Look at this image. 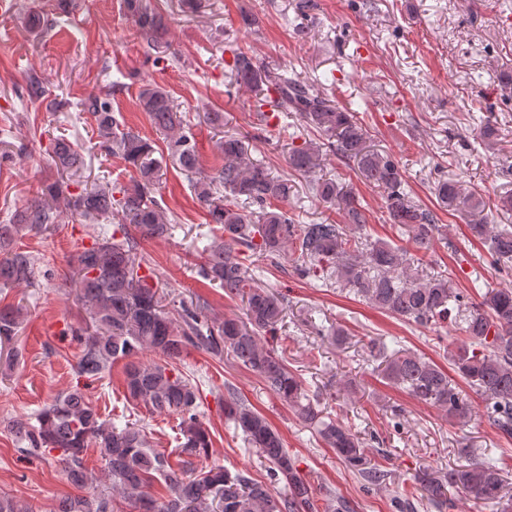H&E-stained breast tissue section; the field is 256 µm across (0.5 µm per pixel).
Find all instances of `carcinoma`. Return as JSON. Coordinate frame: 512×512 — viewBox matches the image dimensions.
I'll use <instances>...</instances> for the list:
<instances>
[{"label": "carcinoma", "mask_w": 512, "mask_h": 512, "mask_svg": "<svg viewBox=\"0 0 512 512\" xmlns=\"http://www.w3.org/2000/svg\"><path fill=\"white\" fill-rule=\"evenodd\" d=\"M123 9L134 22L147 56L156 62L169 59L165 17L145 0H123ZM226 64L239 87L262 94L255 101L256 111L272 102L277 111L296 113L316 131V141L291 148L288 167L311 178L313 195L336 211L341 221L297 223L279 207L293 193L290 180L273 176L256 163L239 137L227 135L218 141L224 164L211 175L201 172L195 142L185 131V113L165 88L143 85L137 96L139 109L165 136L172 160L194 176L193 193L206 209L208 223L214 225L215 237L200 276L223 288L224 296L244 303L242 317L211 318L205 314L207 302L197 297L172 316L161 305L154 268L139 251L140 240L171 234L172 224L157 198L165 175L162 161L154 157L152 141L119 121L112 91L79 99L76 108L94 119L99 148L120 158L133 175L126 184L103 179L74 194L62 181L45 185L40 196L0 224V288L38 284L36 257L18 245L23 232L48 236L67 211L92 223L118 218L111 237H93L77 256L73 279L88 322L70 330L79 346L72 370L77 377L93 381L124 361L126 400L178 420L174 448L178 464L172 465L146 425L127 420L119 426L104 418L76 387L45 405L35 423L8 424L24 443L20 454L52 455L70 484L90 488L86 495L60 500L56 512H123L120 504L131 499L138 512H346L344 499L330 492L318 497L300 476L279 431L231 388L224 397V417L263 458L269 482L205 462L213 444L199 411L200 388L176 366L190 348L217 357L230 355L257 374L348 470L371 486L383 481L384 471L352 427L309 395L285 357L266 341L283 318L285 296L258 283L250 268L255 254L274 265L287 260L304 278L319 279L333 272L337 286L397 319L436 328L454 323L463 340L448 352L449 361L483 401L490 424L512 437V287L490 288L481 301L473 302L450 285L447 272L419 274L414 268L419 258L411 251L431 249L439 232L437 217L407 192L398 162L371 148L368 131L357 117L288 69L263 65L248 50L231 51ZM27 94L45 99L53 110L62 106L35 78ZM331 152L353 163L357 174L382 194L389 222L407 235L411 248L371 238L365 233L366 209L358 194L337 178L315 177ZM48 156L61 176L84 164L76 145L63 135L49 144ZM436 195L448 210L463 209L473 217L470 229L488 243L492 264L512 263V228L483 217L486 203L480 193L460 180L447 179L438 182ZM23 317L20 304L0 306V356L10 361L22 357L15 340ZM145 350L159 354L160 360H140ZM370 353L380 361L385 379L417 402L445 412L448 421L466 424L476 417L471 396L431 359L408 349L390 352L383 342L373 345ZM90 448L97 449L102 464L99 477L86 464ZM507 478L508 471L496 464L470 459L448 469L445 476L424 473L414 480L421 499L438 512H453L458 502L470 499L495 502L500 512H512V498L504 492ZM156 481L164 482L166 498L145 491ZM281 481L287 485L283 493L275 488ZM0 512L34 510L0 494Z\"/></svg>", "instance_id": "obj_1"}]
</instances>
